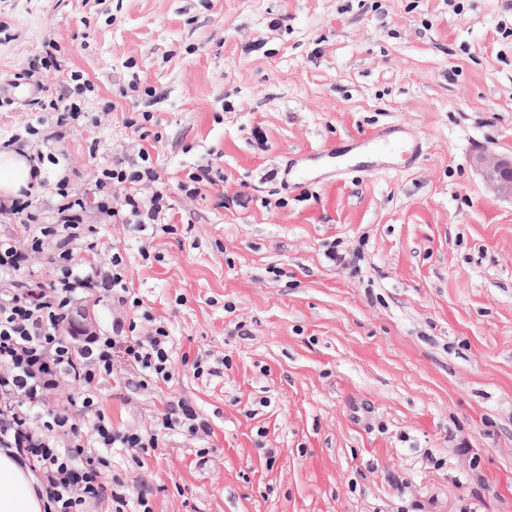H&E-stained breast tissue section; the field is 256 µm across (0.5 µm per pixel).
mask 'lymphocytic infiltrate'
Wrapping results in <instances>:
<instances>
[{
	"mask_svg": "<svg viewBox=\"0 0 512 512\" xmlns=\"http://www.w3.org/2000/svg\"><path fill=\"white\" fill-rule=\"evenodd\" d=\"M90 89L89 82H78L50 100L55 128L44 133L38 160L58 163L61 129L79 117L80 99ZM139 157L142 165L133 177L151 186L150 196L117 194L130 177L119 167L102 169L83 197L73 196L61 179L51 211L35 205L28 189L13 199L8 211L20 222L0 235V448L12 450L36 477L45 512H86L92 504L120 508L132 500L139 512H153L147 492L134 495L120 479H107L105 449L121 448L135 459L158 448L163 431L192 437L210 431L182 398L171 401L157 429H115L99 407L100 379L112 375L119 354L142 375L168 380L175 366L170 336L161 326L148 336L130 335L121 319L113 321L111 334H84L74 315L76 302L109 297L124 305L131 295L121 254L99 259L89 210L123 224H162L168 218L150 155L143 151ZM41 251L56 270L46 284L24 275L30 254Z\"/></svg>",
	"mask_w": 512,
	"mask_h": 512,
	"instance_id": "lymphocytic-infiltrate-1",
	"label": "lymphocytic infiltrate"
}]
</instances>
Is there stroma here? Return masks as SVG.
<instances>
[{"label":"stroma","mask_w":512,"mask_h":512,"mask_svg":"<svg viewBox=\"0 0 512 512\" xmlns=\"http://www.w3.org/2000/svg\"><path fill=\"white\" fill-rule=\"evenodd\" d=\"M0 27V137L92 86L42 208L142 150L171 207L167 233L88 221L137 335L207 373L107 377L100 408L147 429L183 398L211 434L112 449L111 475L153 512H512V200L473 164L512 155V0H0ZM395 126L413 165L365 143ZM212 171L213 169L209 165L198 167L195 171L187 174L186 180L178 184L179 189L190 196L201 194L206 187L214 184Z\"/></svg>","instance_id":"1"}]
</instances>
